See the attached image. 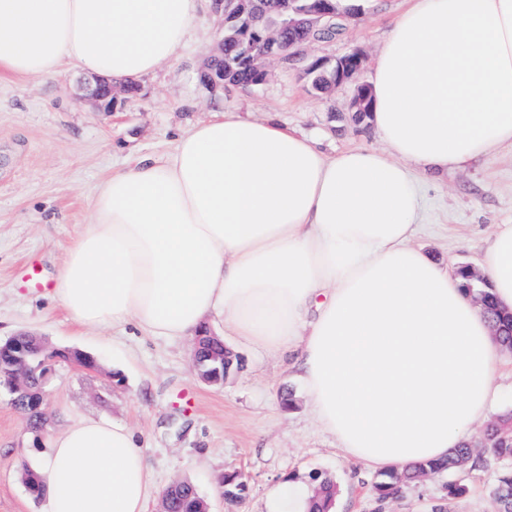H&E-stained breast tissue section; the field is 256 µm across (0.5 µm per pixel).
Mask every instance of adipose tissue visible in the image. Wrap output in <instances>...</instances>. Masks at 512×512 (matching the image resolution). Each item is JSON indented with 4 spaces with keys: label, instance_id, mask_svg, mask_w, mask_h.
<instances>
[{
    "label": "adipose tissue",
    "instance_id": "ef3b65f1",
    "mask_svg": "<svg viewBox=\"0 0 512 512\" xmlns=\"http://www.w3.org/2000/svg\"><path fill=\"white\" fill-rule=\"evenodd\" d=\"M199 0H0V74L63 63L137 80L171 61ZM385 150L326 155L287 126L226 112L113 171L52 294L79 325L175 340L212 315L293 355L314 413L370 470L442 460L483 422L503 367L464 281L411 240L416 169L512 146V0H409L371 79ZM482 271L512 310V224ZM47 512H146L134 433L92 417L51 439Z\"/></svg>",
    "mask_w": 512,
    "mask_h": 512
}]
</instances>
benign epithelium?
Returning a JSON list of instances; mask_svg holds the SVG:
<instances>
[{"mask_svg":"<svg viewBox=\"0 0 512 512\" xmlns=\"http://www.w3.org/2000/svg\"><path fill=\"white\" fill-rule=\"evenodd\" d=\"M214 12L223 16L226 23H240L261 33L262 38L244 48L242 59L257 74L259 82L268 77L265 62L283 54L285 43L281 41L284 30H302L308 33L319 31L325 33L329 29L331 19L339 18L350 24L360 17V11L344 5V0H287L280 13L281 21L275 23L266 14L254 7L253 0H212ZM326 67L336 71L333 85L357 79L362 67V57L353 53L335 62L319 59L310 67L314 72ZM127 94V85L117 86L109 78L95 76L89 82L87 98L106 112L112 111L119 95ZM369 86L364 83L356 85L351 102L354 112H367ZM6 345L15 350L13 371L10 377V390L14 393H27V377L32 372H42V381L49 380L53 362L41 361L33 365L29 347L13 336ZM194 367L198 377L205 383L216 385L227 378L224 373V361H209L199 354H193Z\"/></svg>","mask_w":512,"mask_h":512,"instance_id":"7a95c632","label":"benign epithelium"}]
</instances>
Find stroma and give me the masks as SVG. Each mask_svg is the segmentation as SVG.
Here are the masks:
<instances>
[{"label":"stroma","mask_w":512,"mask_h":512,"mask_svg":"<svg viewBox=\"0 0 512 512\" xmlns=\"http://www.w3.org/2000/svg\"><path fill=\"white\" fill-rule=\"evenodd\" d=\"M361 16L341 36L273 59L260 85L214 91L200 77L224 37L210 0L201 6L174 59L140 78L137 94L111 112L84 101V72L0 79V342L22 332L51 347L95 356L97 369L58 362L45 388L44 424L32 429L0 390V512H46L43 498L23 481L44 460L55 432L85 416L134 431L154 479L147 512H161L176 481L192 482L208 512H268L267 494L291 480L336 484L335 512H374V471L344 456L312 410L288 362L261 354L225 335L238 357L224 384L194 374L192 340L148 336L127 326L97 334L73 323L44 290L24 287L37 266L55 278L67 251L91 218L97 185L124 163L170 150L177 138L217 110L270 118L316 138L332 155L348 148H382L372 123L354 122L355 84L316 95L305 71L320 57L363 56L359 80L370 82L375 59L405 0H357ZM422 210L412 243L434 261L455 268L481 266L494 225L512 224V150L504 148L461 170L419 177ZM236 473L249 486L238 503L224 502L221 480ZM448 474H432L389 500L385 512H433Z\"/></svg>","instance_id":"stroma-1"}]
</instances>
